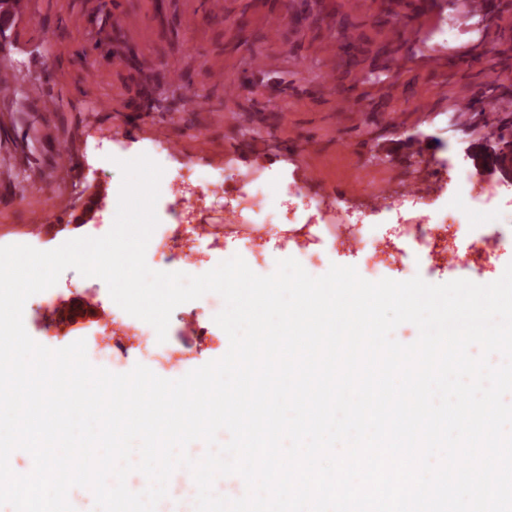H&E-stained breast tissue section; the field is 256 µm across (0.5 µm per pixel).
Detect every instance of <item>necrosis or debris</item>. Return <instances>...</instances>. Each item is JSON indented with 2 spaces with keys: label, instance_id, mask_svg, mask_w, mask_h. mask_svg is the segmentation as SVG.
<instances>
[{
  "label": "necrosis or debris",
  "instance_id": "necrosis-or-debris-1",
  "mask_svg": "<svg viewBox=\"0 0 512 512\" xmlns=\"http://www.w3.org/2000/svg\"><path fill=\"white\" fill-rule=\"evenodd\" d=\"M429 185L424 192L404 186L380 193L375 203L364 208L340 205L336 221L321 225L320 231L336 243L361 252L366 257L358 269L366 280L380 278V254L388 243L379 238L372 225L375 216L400 210L411 205L419 216L405 230V240L398 253L405 262L426 260L435 265L466 267L471 261L491 262L497 257L499 237L492 232L493 224L503 220L504 214L495 209L492 200L496 187L485 184L472 172L462 170L447 177L443 168L429 170ZM161 194L175 196L178 207L174 223L155 228L146 250V262L156 271L178 268L197 274L200 247L220 249L221 240L233 233L239 239V254L257 274L274 272L276 259L264 250L263 244L279 237L287 222L283 200L294 197L307 205L318 206L329 198L326 188L310 192L305 186L272 179L264 169L256 168L228 178L224 168L185 162L175 171L164 172L159 186ZM235 196V203L224 209V221L201 229L200 225L186 223V215L200 205ZM452 233L469 241L468 254H460L453 245L438 246L437 231ZM157 339L155 329L135 318L120 307L112 309V327L93 336L87 357L91 364L111 360L112 341H129L135 349H152Z\"/></svg>",
  "mask_w": 512,
  "mask_h": 512
}]
</instances>
